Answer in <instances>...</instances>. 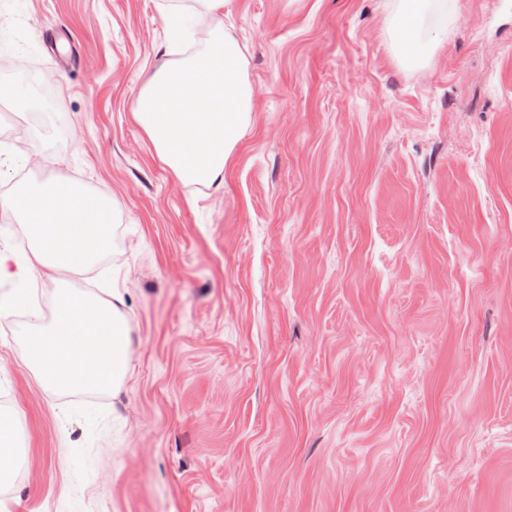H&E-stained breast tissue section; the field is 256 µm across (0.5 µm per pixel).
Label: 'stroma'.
I'll return each instance as SVG.
<instances>
[{"label":"stroma","instance_id":"35a3bbf8","mask_svg":"<svg viewBox=\"0 0 512 512\" xmlns=\"http://www.w3.org/2000/svg\"><path fill=\"white\" fill-rule=\"evenodd\" d=\"M388 2L0 0V72L60 118L0 98V195L114 199L118 246L74 280H114L132 342L117 395L65 397L0 320L28 457L5 512H512V0H458L414 67ZM182 13L253 89L220 188L133 115Z\"/></svg>","mask_w":512,"mask_h":512}]
</instances>
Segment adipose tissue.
Masks as SVG:
<instances>
[{"instance_id":"ef3b65f1","label":"adipose tissue","mask_w":512,"mask_h":512,"mask_svg":"<svg viewBox=\"0 0 512 512\" xmlns=\"http://www.w3.org/2000/svg\"><path fill=\"white\" fill-rule=\"evenodd\" d=\"M388 39L400 62L414 66L448 36L457 0H390ZM253 93L245 55L235 37L215 34L184 58L163 60L145 77L134 110L136 121L161 159L184 182L223 184L224 169L250 120ZM112 200L44 179L20 184L0 197L28 242L20 251L0 242V319L15 318L13 340L40 384L61 394H110L130 370V328L120 293L103 298L59 283L49 317L29 325L36 310L32 284L48 271L90 270L113 251ZM24 426L0 412V483L11 481L26 461Z\"/></svg>"}]
</instances>
